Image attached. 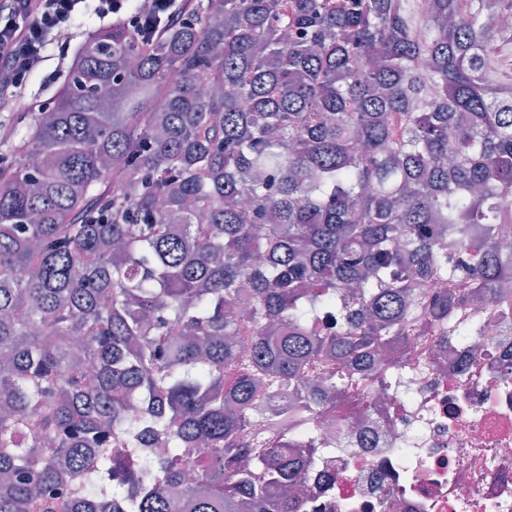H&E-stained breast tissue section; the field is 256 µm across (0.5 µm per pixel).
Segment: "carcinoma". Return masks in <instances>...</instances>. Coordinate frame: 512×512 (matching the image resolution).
<instances>
[{"label":"carcinoma","instance_id":"1","mask_svg":"<svg viewBox=\"0 0 512 512\" xmlns=\"http://www.w3.org/2000/svg\"><path fill=\"white\" fill-rule=\"evenodd\" d=\"M492 11L196 0L149 45L86 33L0 168V512H306L324 416L394 347L464 341L512 265Z\"/></svg>","mask_w":512,"mask_h":512}]
</instances>
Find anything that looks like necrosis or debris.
<instances>
[{"mask_svg":"<svg viewBox=\"0 0 512 512\" xmlns=\"http://www.w3.org/2000/svg\"><path fill=\"white\" fill-rule=\"evenodd\" d=\"M399 384L332 425L311 512H512V287L467 344L405 346Z\"/></svg>","mask_w":512,"mask_h":512,"instance_id":"necrosis-or-debris-1","label":"necrosis or debris"}]
</instances>
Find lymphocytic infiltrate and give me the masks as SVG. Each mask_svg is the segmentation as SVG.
<instances>
[{
  "label": "lymphocytic infiltrate",
  "instance_id": "lymphocytic-infiltrate-1",
  "mask_svg": "<svg viewBox=\"0 0 512 512\" xmlns=\"http://www.w3.org/2000/svg\"><path fill=\"white\" fill-rule=\"evenodd\" d=\"M190 0H0V141L13 136L15 128L5 116L24 107L41 111L43 101L23 99L29 83L45 71L52 54L67 58L69 48L59 44L60 30L92 16L102 23L122 22L152 42L179 15Z\"/></svg>",
  "mask_w": 512,
  "mask_h": 512
}]
</instances>
